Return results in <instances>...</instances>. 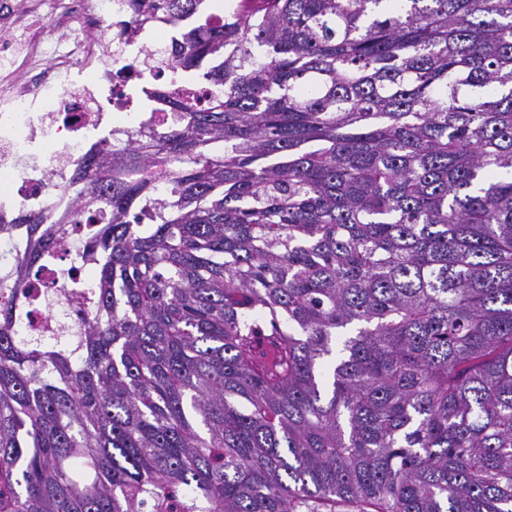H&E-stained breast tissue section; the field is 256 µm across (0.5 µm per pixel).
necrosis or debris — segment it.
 Here are the masks:
<instances>
[{"label": "necrosis or debris", "instance_id": "1", "mask_svg": "<svg viewBox=\"0 0 512 512\" xmlns=\"http://www.w3.org/2000/svg\"><path fill=\"white\" fill-rule=\"evenodd\" d=\"M168 25L133 19L130 0H0V275L26 246L15 221L26 210L55 218L72 205L70 176L91 143L111 140L110 111L146 100L159 72L149 52L172 45ZM81 233L66 240L57 273L34 270L26 284V333L54 336L92 292Z\"/></svg>", "mask_w": 512, "mask_h": 512}]
</instances>
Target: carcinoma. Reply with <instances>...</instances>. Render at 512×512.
Returning a JSON list of instances; mask_svg holds the SVG:
<instances>
[{
    "label": "carcinoma",
    "mask_w": 512,
    "mask_h": 512,
    "mask_svg": "<svg viewBox=\"0 0 512 512\" xmlns=\"http://www.w3.org/2000/svg\"><path fill=\"white\" fill-rule=\"evenodd\" d=\"M156 59L181 122L18 217L0 512H512V0H227ZM83 224L94 314L23 335Z\"/></svg>",
    "instance_id": "carcinoma-1"
}]
</instances>
